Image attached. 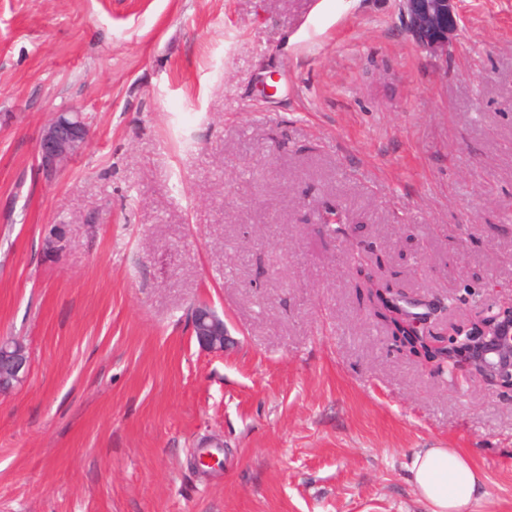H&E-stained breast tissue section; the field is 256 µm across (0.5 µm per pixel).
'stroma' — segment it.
<instances>
[{
    "label": "stroma",
    "instance_id": "obj_1",
    "mask_svg": "<svg viewBox=\"0 0 512 512\" xmlns=\"http://www.w3.org/2000/svg\"><path fill=\"white\" fill-rule=\"evenodd\" d=\"M455 10L436 56L398 0H0V512H426L424 448L512 512V393L397 351L356 273L512 300V0ZM89 128L83 113L61 110L44 127L38 150V167L46 177L59 172L64 162L88 142ZM191 329L199 346L213 353L224 352L228 334L224 319L207 305H197L191 316ZM29 355L23 343L14 338H0V396L11 394L28 377Z\"/></svg>",
    "mask_w": 512,
    "mask_h": 512
}]
</instances>
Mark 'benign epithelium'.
I'll use <instances>...</instances> for the list:
<instances>
[{
	"label": "benign epithelium",
	"mask_w": 512,
	"mask_h": 512,
	"mask_svg": "<svg viewBox=\"0 0 512 512\" xmlns=\"http://www.w3.org/2000/svg\"><path fill=\"white\" fill-rule=\"evenodd\" d=\"M455 0H399L408 30L416 44L437 55L448 54V34L458 27ZM89 128L83 113L61 110L44 127L38 150V167L46 177L59 172L64 162L88 142ZM403 319L411 322V334L431 348L445 350L448 372L456 374L459 357L468 353L472 374L512 390V303L493 301L482 307L477 319L454 323L448 331L437 330L431 318ZM191 329L199 346L213 353L224 351L228 334L224 319L207 305H197L191 316ZM29 355L23 343L0 338V396L11 394L28 377Z\"/></svg>",
	"instance_id": "1"
}]
</instances>
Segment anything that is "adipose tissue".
Here are the masks:
<instances>
[{
	"instance_id": "adipose-tissue-1",
	"label": "adipose tissue",
	"mask_w": 512,
	"mask_h": 512,
	"mask_svg": "<svg viewBox=\"0 0 512 512\" xmlns=\"http://www.w3.org/2000/svg\"><path fill=\"white\" fill-rule=\"evenodd\" d=\"M411 481L428 512H471L482 492L478 468L452 448H425L410 461Z\"/></svg>"
}]
</instances>
